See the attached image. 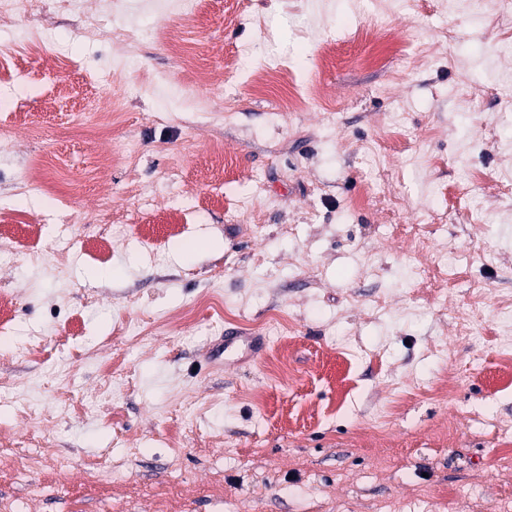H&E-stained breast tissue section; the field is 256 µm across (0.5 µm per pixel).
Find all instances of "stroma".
<instances>
[{
    "mask_svg": "<svg viewBox=\"0 0 512 512\" xmlns=\"http://www.w3.org/2000/svg\"><path fill=\"white\" fill-rule=\"evenodd\" d=\"M0 43V512H512V0H37ZM228 327L267 352L211 367Z\"/></svg>",
    "mask_w": 512,
    "mask_h": 512,
    "instance_id": "1",
    "label": "stroma"
}]
</instances>
